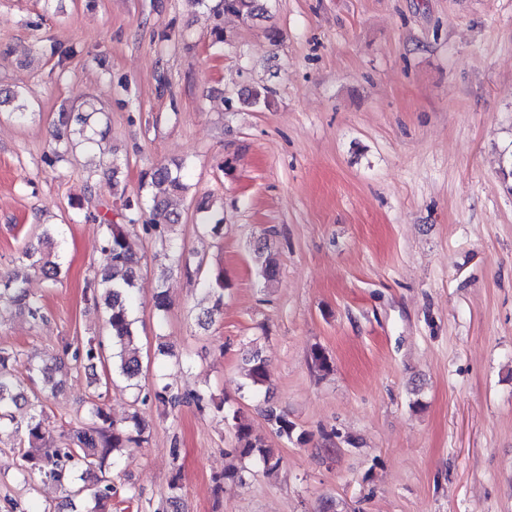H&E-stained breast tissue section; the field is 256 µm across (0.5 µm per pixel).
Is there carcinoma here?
<instances>
[{
    "mask_svg": "<svg viewBox=\"0 0 512 512\" xmlns=\"http://www.w3.org/2000/svg\"><path fill=\"white\" fill-rule=\"evenodd\" d=\"M259 0H224V11L232 13L245 21L259 16ZM271 89L265 85L253 86L241 95L239 102L244 107H255L268 102ZM87 123V117L75 108L64 110L58 115L61 130L54 135L56 142L70 145L65 129L71 123ZM151 186L157 189L152 195L149 213L134 211L128 223H142L145 230L154 231V236L165 244L169 241L168 232L180 223V214L170 209V199L182 195L188 189L187 171L183 166L170 167L162 165L150 173ZM101 251L103 263L95 271L85 288L87 300L97 304L103 303L107 309L106 323L111 336L112 346L116 348L115 371L129 382L137 380L142 373L139 351L134 347L136 336L135 320L131 316L135 281L140 269V261L132 251L127 234L121 224L108 225ZM257 271L267 281L275 278L278 270L276 253L272 251L268 238L258 240L252 249ZM24 257L29 261L28 267L39 272L45 279L56 280L60 265L58 255L53 249L45 251H27ZM217 287L210 289L216 296L213 308L200 313L197 320L201 325L214 321V313L220 312L224 297V282L216 280ZM7 300L10 305L24 310L32 326L36 327L45 319L43 306L30 298L24 281L16 276L0 277V301ZM62 356L73 362L78 368L94 366L106 358L103 341L89 338L75 346L68 344L62 350ZM57 358L42 365L31 361L23 362L22 353L14 349L0 348V424L7 421L14 425V433L23 437L19 445L21 453V475L26 477L33 472L41 478L60 485L70 498L86 497L93 506L88 512H107L115 493L108 476L114 465V453L125 448L137 446L142 441L145 424L138 413L125 418L124 423L112 420L110 409L102 402H92L86 413L84 426L75 430L71 439L55 441L43 431L46 403L49 394L46 390H27L18 377V366L25 365L31 375L40 374L45 382H52L54 362ZM248 386L257 389L266 381L264 360L257 351H252L245 358ZM158 401L175 408L187 401H192L199 410L211 406L212 399L203 391L187 397L169 384L157 386L148 394ZM28 408V416L22 421L16 420L12 408L20 405ZM268 420L275 427L280 437H290L293 424L286 416L270 410ZM235 421L236 448L240 456L247 458L258 456V460L267 474L276 473L282 467L283 459L275 450L267 447L265 441L252 434L251 427L240 417Z\"/></svg>",
    "mask_w": 512,
    "mask_h": 512,
    "instance_id": "cac0c4a2",
    "label": "carcinoma"
}]
</instances>
